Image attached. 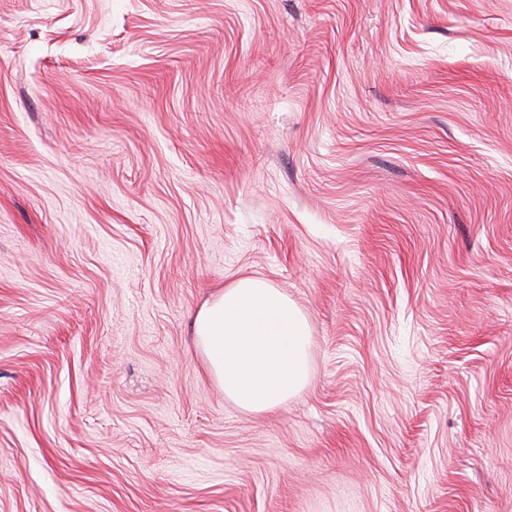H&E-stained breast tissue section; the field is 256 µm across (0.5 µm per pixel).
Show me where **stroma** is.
<instances>
[{"instance_id":"35a3bbf8","label":"stroma","mask_w":512,"mask_h":512,"mask_svg":"<svg viewBox=\"0 0 512 512\" xmlns=\"http://www.w3.org/2000/svg\"><path fill=\"white\" fill-rule=\"evenodd\" d=\"M0 512H512V0H0ZM191 336L224 397L249 412L283 404L310 380L309 321L266 280L224 287L193 316Z\"/></svg>"}]
</instances>
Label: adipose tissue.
<instances>
[{"mask_svg": "<svg viewBox=\"0 0 512 512\" xmlns=\"http://www.w3.org/2000/svg\"><path fill=\"white\" fill-rule=\"evenodd\" d=\"M191 334L208 375L244 410L279 406L310 380L309 321L266 280L224 287L193 316Z\"/></svg>", "mask_w": 512, "mask_h": 512, "instance_id": "obj_1", "label": "adipose tissue"}]
</instances>
